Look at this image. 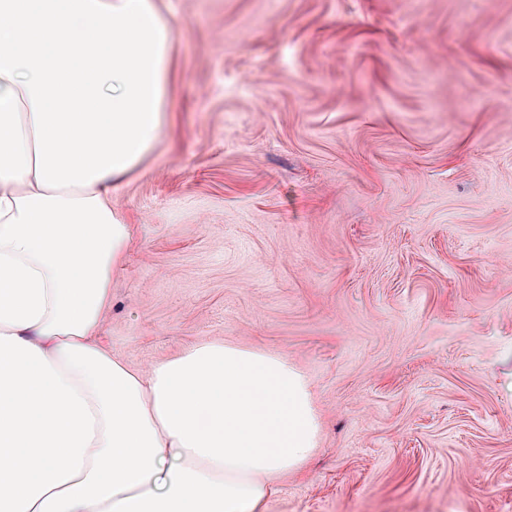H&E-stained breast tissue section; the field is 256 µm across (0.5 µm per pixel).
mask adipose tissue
I'll return each mask as SVG.
<instances>
[{"mask_svg":"<svg viewBox=\"0 0 512 512\" xmlns=\"http://www.w3.org/2000/svg\"><path fill=\"white\" fill-rule=\"evenodd\" d=\"M172 57L163 0H0V512H266L315 447L287 357L99 342Z\"/></svg>","mask_w":512,"mask_h":512,"instance_id":"obj_1","label":"adipose tissue"}]
</instances>
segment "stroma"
<instances>
[{"mask_svg": "<svg viewBox=\"0 0 512 512\" xmlns=\"http://www.w3.org/2000/svg\"><path fill=\"white\" fill-rule=\"evenodd\" d=\"M167 121L102 342L287 356L267 512H512V0H167Z\"/></svg>", "mask_w": 512, "mask_h": 512, "instance_id": "obj_1", "label": "stroma"}]
</instances>
